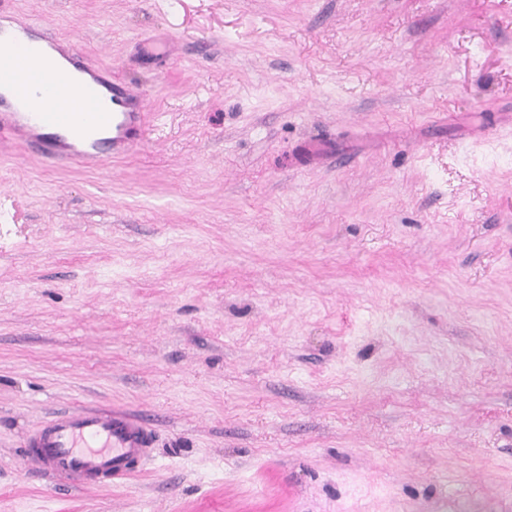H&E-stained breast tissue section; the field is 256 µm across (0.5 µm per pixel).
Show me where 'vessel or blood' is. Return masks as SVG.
<instances>
[{"instance_id":"obj_1","label":"vessel or blood","mask_w":512,"mask_h":512,"mask_svg":"<svg viewBox=\"0 0 512 512\" xmlns=\"http://www.w3.org/2000/svg\"><path fill=\"white\" fill-rule=\"evenodd\" d=\"M37 21L0 26V140L10 139L55 167L101 168L144 140L147 101L90 62L81 46L63 59ZM149 427L109 409L68 412L42 423L24 457L62 486L123 481L150 458Z\"/></svg>"}]
</instances>
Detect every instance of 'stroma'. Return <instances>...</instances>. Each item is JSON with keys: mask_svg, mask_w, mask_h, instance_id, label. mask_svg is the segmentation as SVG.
<instances>
[{"mask_svg": "<svg viewBox=\"0 0 512 512\" xmlns=\"http://www.w3.org/2000/svg\"><path fill=\"white\" fill-rule=\"evenodd\" d=\"M148 102L0 142V512H512V0H14ZM148 423L124 483L26 466ZM149 427L110 409L68 412L42 423L24 443V457L62 486L128 479L151 457Z\"/></svg>", "mask_w": 512, "mask_h": 512, "instance_id": "35a3bbf8", "label": "stroma"}]
</instances>
